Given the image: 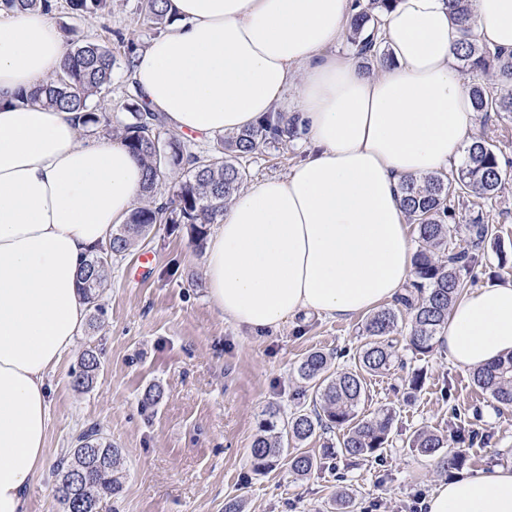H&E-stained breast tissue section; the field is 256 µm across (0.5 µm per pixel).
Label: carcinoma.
Masks as SVG:
<instances>
[{
	"instance_id": "obj_1",
	"label": "carcinoma",
	"mask_w": 512,
	"mask_h": 512,
	"mask_svg": "<svg viewBox=\"0 0 512 512\" xmlns=\"http://www.w3.org/2000/svg\"><path fill=\"white\" fill-rule=\"evenodd\" d=\"M396 0H368L347 25L346 38L359 57H375L385 64L390 55L378 40V24ZM71 10L87 18H101L112 10V0H69ZM171 0H145L144 20L161 31L170 25ZM454 21L462 31L455 48L460 68L472 74L470 93L474 110L487 120L493 116H512V51L492 49L480 43L472 31L469 0H448ZM53 0H0V9L21 12L53 10ZM115 57L109 47L91 41L74 43L63 69L35 91L18 94L22 101L40 99L49 106L83 113V125L89 132L98 130L120 138L142 162L145 171V202L135 207L123 224H116L108 242L98 246L84 260L78 288L93 313L103 312L99 298L108 284L112 264L121 259L158 224L189 228L192 243L201 249L210 226L220 223L224 204L238 190L248 173L241 160L254 154L262 144L294 135L293 121L279 113L235 134L215 136L205 153H197L181 134L166 129L164 116L153 112L140 97L129 95L125 104L128 118L112 125L105 97L112 85ZM495 74L500 87L489 88L481 82ZM179 170L182 178L161 195L167 172ZM507 177L497 147L483 136L466 145L459 167L451 175L436 174L418 183L402 185V205L409 223L417 226L420 248L413 258L414 280L397 304L371 314L365 324L367 341L352 355L353 366L330 372L331 358L320 350L308 353L298 365V375L312 385L315 401L311 409L301 408L284 419L280 410L265 412L254 439L250 458L252 469L271 468L285 451L284 441L297 448L288 456L291 472L304 476L318 466V460L298 445L318 432L340 428L339 448L329 446L321 460L342 456L355 461L373 458L392 443L394 414L390 411L375 419L359 418V406L366 397L364 375L389 369L394 352L389 344L402 312L410 314L409 342L419 355L434 350V340L448 324V312L460 294L475 283L470 272L481 263L479 250H448L451 221L455 212L448 201L473 196L493 200ZM471 239L482 244L493 235L483 213L466 219ZM101 367L95 349L83 352L79 371L72 385L87 391ZM474 384L497 403V408H512V355L472 372ZM476 434L458 428L453 444L427 431L417 433L410 447L423 456L435 457L444 469L466 465L464 445ZM123 490L121 450L112 445L102 431L92 426L80 432L70 448H65L56 464L52 491L64 512H98L100 503L117 498Z\"/></svg>"
}]
</instances>
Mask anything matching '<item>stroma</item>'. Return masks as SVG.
<instances>
[{
  "mask_svg": "<svg viewBox=\"0 0 512 512\" xmlns=\"http://www.w3.org/2000/svg\"><path fill=\"white\" fill-rule=\"evenodd\" d=\"M140 4L113 0L111 14L84 21L66 0H57L52 19L66 42L133 32L145 44L156 31ZM303 155L295 139L260 148L245 162L248 179L285 175ZM453 208L461 218L482 210L507 252L502 263L495 249L485 248L474 271L477 284L511 282L512 178L496 200L471 198ZM147 251L154 263L143 274L138 258ZM204 275L205 255L187 228L166 224L113 264L97 328H83L48 378L46 463L31 487L29 512H63L52 493L54 467L62 449L93 425L120 448L125 475L119 499L104 500L100 512H224L230 499L243 512H328L347 488L356 495L354 512H411L452 474L407 448V441L421 430L452 436L461 421L483 436L467 449L464 474L512 466V409L496 411L470 371L452 366L440 351L416 354L402 327L390 338L395 360L389 370L368 377L360 405L367 419L385 409L395 413L393 442L379 457L359 463L340 457L335 469L318 467L304 476L291 473L282 459L255 473L249 452L264 412L274 406L287 416L313 396L297 373L302 357L312 350L356 351L365 341L366 316L301 315L279 330L255 334L224 320L207 298ZM89 348L101 350L102 366L93 387L80 393L72 375ZM420 369L425 385L407 400V381ZM154 386L162 395L142 410L141 400Z\"/></svg>",
  "mask_w": 512,
  "mask_h": 512,
  "instance_id": "1",
  "label": "stroma"
}]
</instances>
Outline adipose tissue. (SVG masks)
Masks as SVG:
<instances>
[{"instance_id":"1","label":"adipose tissue","mask_w":512,"mask_h":512,"mask_svg":"<svg viewBox=\"0 0 512 512\" xmlns=\"http://www.w3.org/2000/svg\"><path fill=\"white\" fill-rule=\"evenodd\" d=\"M175 21L139 49L132 78L182 134L238 132L295 86L306 155L237 192L205 254L204 286L255 333L299 314L348 318L394 300L412 275L400 202L446 172L473 125L447 0H395L382 36L393 66L370 74L331 53L354 0H171ZM474 34L512 49V0H471ZM67 50L43 13L0 15V512H27L45 464L47 378L88 304L81 263L142 196V163L116 139L81 140L75 113L19 102ZM438 348L474 370L512 355V282L465 291ZM427 512H512V466L438 485Z\"/></svg>"}]
</instances>
